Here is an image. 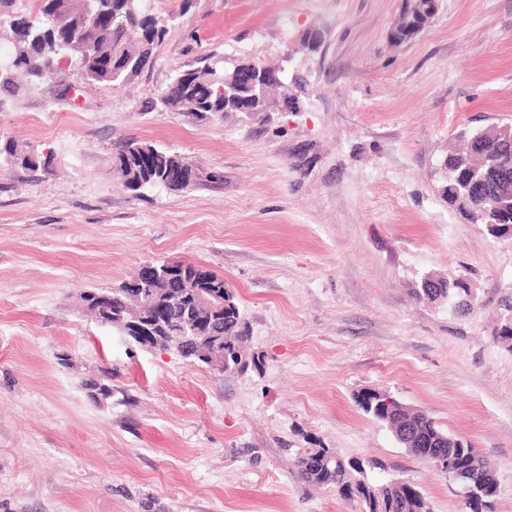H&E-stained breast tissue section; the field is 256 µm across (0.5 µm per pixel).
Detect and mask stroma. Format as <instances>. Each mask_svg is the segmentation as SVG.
Instances as JSON below:
<instances>
[{
	"label": "stroma",
	"instance_id": "stroma-1",
	"mask_svg": "<svg viewBox=\"0 0 512 512\" xmlns=\"http://www.w3.org/2000/svg\"><path fill=\"white\" fill-rule=\"evenodd\" d=\"M402 3L145 0L168 33L128 84H88L64 61L0 94V139L55 162L46 176L0 163V512H358L300 478L306 448L367 461L374 482L402 476L434 512H469L356 406L368 388L471 441L496 512H512V349L493 338L512 236L439 194L460 131L512 125V0H440L397 44ZM204 54L302 76L298 111L165 108ZM127 137L198 180L133 195L112 171ZM172 261L223 275L257 364L191 365L85 315L81 292ZM431 275L466 278L470 310L416 299ZM106 368L98 403L84 381Z\"/></svg>",
	"mask_w": 512,
	"mask_h": 512
}]
</instances>
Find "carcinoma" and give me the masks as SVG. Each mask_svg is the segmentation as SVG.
Instances as JSON below:
<instances>
[{
  "instance_id": "obj_1",
  "label": "carcinoma",
  "mask_w": 512,
  "mask_h": 512,
  "mask_svg": "<svg viewBox=\"0 0 512 512\" xmlns=\"http://www.w3.org/2000/svg\"><path fill=\"white\" fill-rule=\"evenodd\" d=\"M8 0H0V24L8 23L12 48L0 58V93L16 92L14 73L39 77L59 58L73 59L85 79L92 83L117 86L131 80L150 62L155 45L167 34L163 20L144 7L143 0H39L38 16L32 19L4 10ZM118 12L123 24L113 27L95 25L101 13ZM425 0H404L392 29V36L405 42L416 37L426 26ZM202 66L178 72L161 94V103L170 110L187 107L200 119L213 114L246 112L268 115L275 112L276 98L269 91L281 81L280 71L260 72L258 85L236 84V73L244 66L219 69L210 57L198 59ZM466 148L452 151L443 159L447 168L441 196L466 220L501 225V232L512 226V138L501 135L499 127L463 131ZM15 166L33 173L49 174L53 168L50 155L40 156L23 151L7 142L0 149ZM113 172L122 185L138 195L148 187L165 186L185 189L197 180L192 164L175 152L157 148L135 137L120 140L115 147ZM185 272L204 283L224 289V310L207 313L197 310L193 297L184 288L164 278L142 282L140 298L134 299L121 290L111 295L100 314L134 316L155 308L162 312L163 335L176 339L192 335L199 328L220 342L218 349L205 342L189 347V353L216 352L223 358L222 371H241L249 363L245 346V319L236 294L224 287V276L193 263ZM432 287L421 282L415 296L428 302H446L461 307L473 299L465 279L431 278ZM495 331V337L512 341V304ZM357 406L375 421L396 431L401 427L413 431L409 444L414 455L426 453L439 442L444 451L457 458L459 467L468 471L475 463L485 468L483 486L467 493V481L457 482L459 494L470 512H492L498 484L490 462L478 455L473 445L442 430L427 413L394 403L386 405L374 391L363 390L356 396ZM300 477L307 483L330 487L345 500L357 501L361 512H433L429 498L415 485L401 478L373 483L361 460H345L327 448H313L298 457Z\"/></svg>"
}]
</instances>
